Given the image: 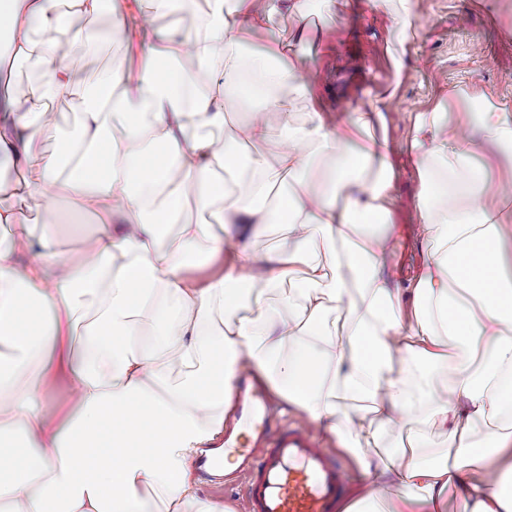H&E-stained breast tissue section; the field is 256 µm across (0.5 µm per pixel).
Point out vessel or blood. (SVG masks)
I'll use <instances>...</instances> for the list:
<instances>
[{
	"mask_svg": "<svg viewBox=\"0 0 512 512\" xmlns=\"http://www.w3.org/2000/svg\"><path fill=\"white\" fill-rule=\"evenodd\" d=\"M240 433H226L245 472L248 512H338L347 475L337 455L322 448L310 427L281 423L261 388L242 386L235 397Z\"/></svg>",
	"mask_w": 512,
	"mask_h": 512,
	"instance_id": "1",
	"label": "vessel or blood"
}]
</instances>
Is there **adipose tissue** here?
Masks as SVG:
<instances>
[{
  "label": "adipose tissue",
  "mask_w": 512,
  "mask_h": 512,
  "mask_svg": "<svg viewBox=\"0 0 512 512\" xmlns=\"http://www.w3.org/2000/svg\"><path fill=\"white\" fill-rule=\"evenodd\" d=\"M141 2L132 25L123 0H0L13 57L37 77L0 111V158L25 161L41 225L37 242L0 248V512H223L194 462L245 370L369 477L344 512H512V213L500 205L512 181L483 153L512 149V110L416 123L429 250L407 312L390 278L393 161L372 133L383 112L328 123L307 58L243 36L288 0H206L176 29L162 23L172 0ZM60 32L91 57L137 35L139 67L119 57L82 76ZM232 93L244 105L234 135L199 136L223 127ZM70 99L79 138L42 151L49 102ZM461 121L481 140L460 136ZM70 210L99 219L79 258L56 236ZM279 213L287 235L258 253ZM174 350L191 365L177 379ZM57 374L72 411L51 425L57 404L41 387ZM403 421L407 446L380 450ZM435 423L447 453L421 432Z\"/></svg>",
  "instance_id": "ef3b65f1"
}]
</instances>
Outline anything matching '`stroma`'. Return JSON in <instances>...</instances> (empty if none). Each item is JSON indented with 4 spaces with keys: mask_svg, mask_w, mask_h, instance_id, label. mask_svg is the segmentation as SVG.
<instances>
[{
    "mask_svg": "<svg viewBox=\"0 0 512 512\" xmlns=\"http://www.w3.org/2000/svg\"><path fill=\"white\" fill-rule=\"evenodd\" d=\"M305 10L308 35L321 46L306 76L317 85L323 111L374 104L386 116L396 171L392 276L407 285L428 250L417 234L413 124L435 110L474 111L479 101L512 108V0H413L416 34L402 49L392 14L372 0H336L330 13L321 0H308Z\"/></svg>",
    "mask_w": 512,
    "mask_h": 512,
    "instance_id": "stroma-1",
    "label": "stroma"
}]
</instances>
